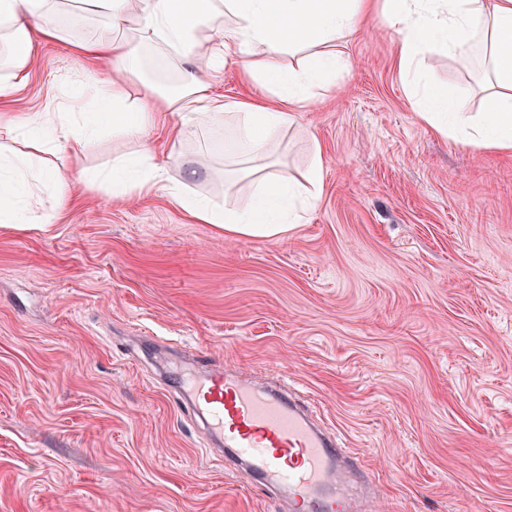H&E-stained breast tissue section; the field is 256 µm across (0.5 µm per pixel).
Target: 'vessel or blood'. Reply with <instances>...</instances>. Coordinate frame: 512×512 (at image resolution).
<instances>
[{
  "label": "vessel or blood",
  "instance_id": "vessel-or-blood-1",
  "mask_svg": "<svg viewBox=\"0 0 512 512\" xmlns=\"http://www.w3.org/2000/svg\"><path fill=\"white\" fill-rule=\"evenodd\" d=\"M161 382L201 429L210 456L244 472L282 512H371L374 474L291 390L190 352Z\"/></svg>",
  "mask_w": 512,
  "mask_h": 512
}]
</instances>
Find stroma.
Instances as JSON below:
<instances>
[{
	"label": "stroma",
	"mask_w": 512,
	"mask_h": 512,
	"mask_svg": "<svg viewBox=\"0 0 512 512\" xmlns=\"http://www.w3.org/2000/svg\"><path fill=\"white\" fill-rule=\"evenodd\" d=\"M86 17L39 49L0 120L94 109L108 39ZM275 150L301 179L324 159L316 208L278 240L224 235L161 193L112 197L115 157L205 158L171 183L231 205L220 116L182 141L101 126L80 156L96 182L34 202L42 223L0 226V512H275L206 454L159 386L165 343L280 377L378 479L377 512H512V154L457 144L413 110L382 17ZM449 92L483 102L471 63L426 55ZM161 339L140 363L126 348Z\"/></svg>",
	"instance_id": "obj_1"
}]
</instances>
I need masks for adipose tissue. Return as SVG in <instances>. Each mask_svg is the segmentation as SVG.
<instances>
[{
    "instance_id": "adipose-tissue-1",
    "label": "adipose tissue",
    "mask_w": 512,
    "mask_h": 512,
    "mask_svg": "<svg viewBox=\"0 0 512 512\" xmlns=\"http://www.w3.org/2000/svg\"><path fill=\"white\" fill-rule=\"evenodd\" d=\"M394 33L402 69H412L420 56L437 50L470 59L480 56L489 73L482 111L469 110V95L426 84L414 93L418 116L437 133L475 148L512 152V0H82L79 25L87 14L108 17L118 38L75 43L77 52L110 57L118 78L94 89L112 105V131L134 136L175 112L204 124L226 112L235 117L240 154L246 165L234 185L246 197L243 207H226L191 198L169 184L165 166L154 163L149 148L115 158L112 194L125 198L165 191L170 200L203 224L235 238L279 239L292 225L305 223L315 208L323 181V159L314 156L304 184L279 175L265 159L282 129L297 120V105L316 101L344 64L339 42L356 36L376 6ZM53 0H0V48L9 73L0 78V95L25 85L40 43L62 39L63 28L50 23ZM218 51L201 56L202 39ZM305 52L303 63L282 67L278 57ZM265 53L267 63L254 57ZM242 62L249 77L260 81L263 99L226 101L211 93V81L227 58ZM177 62L175 87L159 92L144 81L146 71ZM141 82L131 97L129 82ZM47 138H29L21 151L0 145V224H38L31 206L44 180L33 169L39 155L65 152L76 156L98 126L78 112L46 113L41 118Z\"/></svg>"
}]
</instances>
